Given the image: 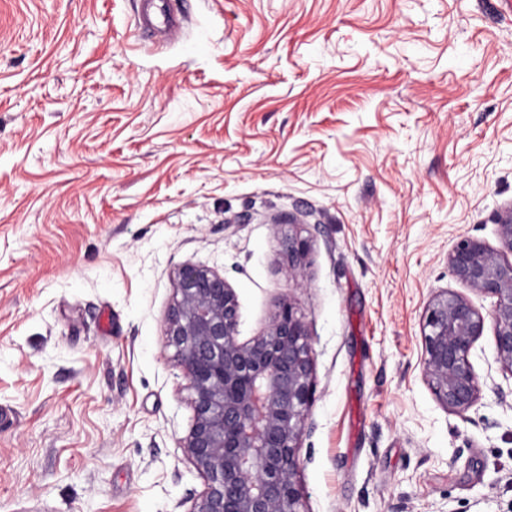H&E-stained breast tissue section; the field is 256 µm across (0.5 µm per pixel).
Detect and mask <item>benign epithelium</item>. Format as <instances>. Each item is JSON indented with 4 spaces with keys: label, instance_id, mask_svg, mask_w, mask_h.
<instances>
[{
    "label": "benign epithelium",
    "instance_id": "obj_1",
    "mask_svg": "<svg viewBox=\"0 0 512 512\" xmlns=\"http://www.w3.org/2000/svg\"><path fill=\"white\" fill-rule=\"evenodd\" d=\"M497 234L496 248L464 237L448 253L463 288L495 299L489 311L446 288L424 313V379L438 403L460 416L480 398L470 356L485 330L500 370L512 376V208ZM309 248L307 239H285L288 277L301 286ZM238 325L237 296L223 275L201 265L176 268L165 347L187 379L193 409L180 447L204 479L189 512H301L299 448L314 395L308 327L287 303L248 341H240Z\"/></svg>",
    "mask_w": 512,
    "mask_h": 512
}]
</instances>
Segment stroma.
Instances as JSON below:
<instances>
[{
    "label": "stroma",
    "instance_id": "35a3bbf8",
    "mask_svg": "<svg viewBox=\"0 0 512 512\" xmlns=\"http://www.w3.org/2000/svg\"><path fill=\"white\" fill-rule=\"evenodd\" d=\"M0 0V512H189L173 271L288 302L314 386L303 512H512V377L491 336L459 416L422 375L461 237L512 207L500 0ZM307 238L306 287L283 233ZM147 4L135 20L140 33L166 35L180 28L183 18L164 0H146ZM162 2L161 4H154Z\"/></svg>",
    "mask_w": 512,
    "mask_h": 512
}]
</instances>
